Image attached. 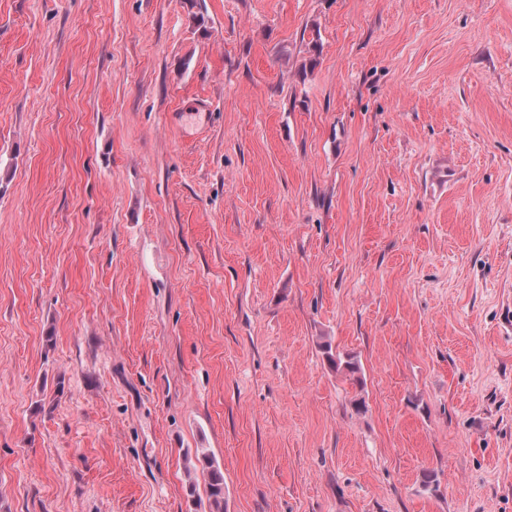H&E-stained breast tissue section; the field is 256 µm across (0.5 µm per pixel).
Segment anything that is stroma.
<instances>
[{
	"mask_svg": "<svg viewBox=\"0 0 512 512\" xmlns=\"http://www.w3.org/2000/svg\"><path fill=\"white\" fill-rule=\"evenodd\" d=\"M198 448L512 512V0H0V512H209ZM321 347L328 363L336 372L343 373L354 384H361L360 378L356 376L359 366L352 355L341 354L340 352L334 353L329 342L324 343Z\"/></svg>",
	"mask_w": 512,
	"mask_h": 512,
	"instance_id": "obj_1",
	"label": "stroma"
}]
</instances>
